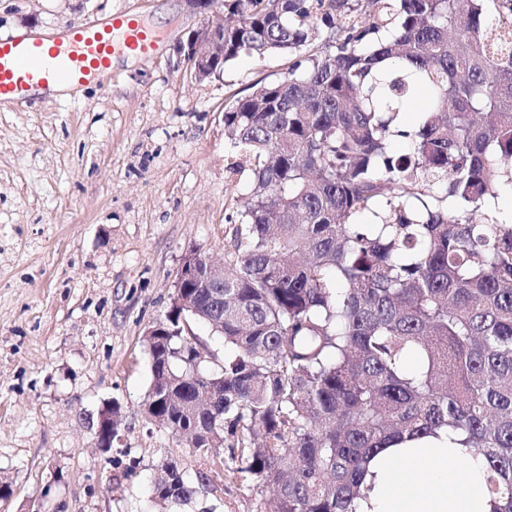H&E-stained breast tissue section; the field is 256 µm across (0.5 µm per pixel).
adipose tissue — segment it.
Listing matches in <instances>:
<instances>
[{
	"label": "adipose tissue",
	"mask_w": 512,
	"mask_h": 512,
	"mask_svg": "<svg viewBox=\"0 0 512 512\" xmlns=\"http://www.w3.org/2000/svg\"><path fill=\"white\" fill-rule=\"evenodd\" d=\"M485 474L448 432L407 441L372 459L357 512H493Z\"/></svg>",
	"instance_id": "ef3b65f1"
}]
</instances>
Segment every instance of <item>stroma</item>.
<instances>
[{
	"instance_id": "obj_1",
	"label": "stroma",
	"mask_w": 512,
	"mask_h": 512,
	"mask_svg": "<svg viewBox=\"0 0 512 512\" xmlns=\"http://www.w3.org/2000/svg\"><path fill=\"white\" fill-rule=\"evenodd\" d=\"M122 11L156 34V57L114 65L108 91L0 110V512H159L166 457L220 489L174 512H259L269 489L146 422L143 336L169 311L183 258L231 248L227 217L253 175L229 166L225 104L292 59L243 56L190 79L177 45L219 14L185 0H0V33ZM112 401L125 430L106 455L88 419Z\"/></svg>"
}]
</instances>
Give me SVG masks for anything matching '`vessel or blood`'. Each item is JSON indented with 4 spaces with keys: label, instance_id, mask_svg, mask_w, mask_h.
<instances>
[{
    "label": "vessel or blood",
    "instance_id": "obj_1",
    "mask_svg": "<svg viewBox=\"0 0 512 512\" xmlns=\"http://www.w3.org/2000/svg\"><path fill=\"white\" fill-rule=\"evenodd\" d=\"M152 30L131 13L93 18L52 34H0V106L29 107L47 97L72 96L89 84L106 89L112 57L148 59Z\"/></svg>",
    "mask_w": 512,
    "mask_h": 512
}]
</instances>
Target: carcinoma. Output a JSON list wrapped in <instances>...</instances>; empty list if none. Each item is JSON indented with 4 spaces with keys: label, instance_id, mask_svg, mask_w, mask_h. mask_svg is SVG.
<instances>
[{
    "label": "carcinoma",
    "instance_id": "carcinoma-1",
    "mask_svg": "<svg viewBox=\"0 0 512 512\" xmlns=\"http://www.w3.org/2000/svg\"><path fill=\"white\" fill-rule=\"evenodd\" d=\"M371 2L359 22L352 0H224L217 71L298 60L224 106L254 185L228 216L224 282L198 261L145 331L147 412L272 488L263 512H356L377 453L441 429L512 512V222L487 206L512 182V0L494 18L488 0ZM153 492L183 505L199 488L164 460ZM193 331L199 340L206 345L217 361L216 363H223L224 356L229 354L228 350L224 348L223 338L213 333L211 327L204 324L193 325Z\"/></svg>",
    "mask_w": 512,
    "mask_h": 512
}]
</instances>
